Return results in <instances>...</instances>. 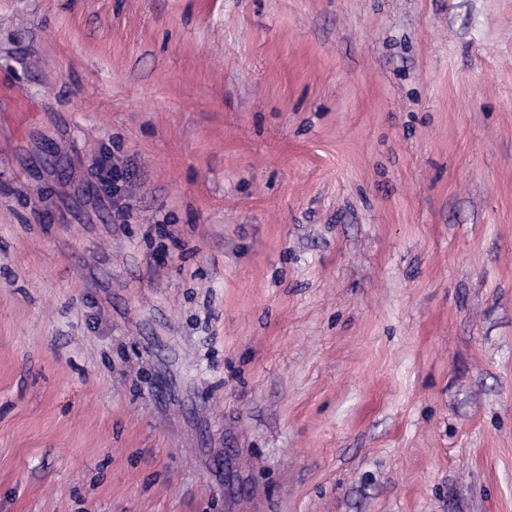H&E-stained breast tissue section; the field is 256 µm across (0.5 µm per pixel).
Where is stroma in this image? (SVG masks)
Segmentation results:
<instances>
[{
	"label": "stroma",
	"mask_w": 512,
	"mask_h": 512,
	"mask_svg": "<svg viewBox=\"0 0 512 512\" xmlns=\"http://www.w3.org/2000/svg\"><path fill=\"white\" fill-rule=\"evenodd\" d=\"M0 512H512V0H0Z\"/></svg>",
	"instance_id": "35a3bbf8"
}]
</instances>
